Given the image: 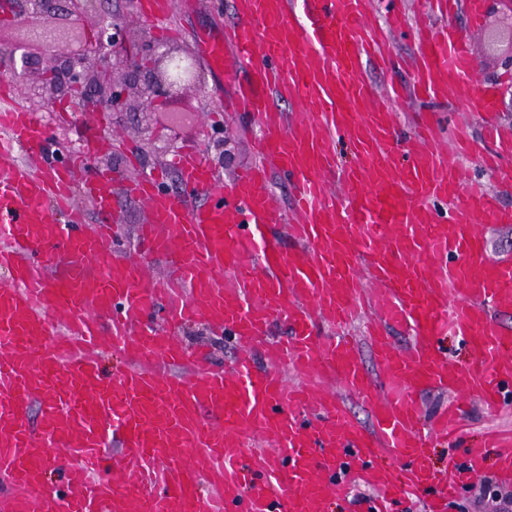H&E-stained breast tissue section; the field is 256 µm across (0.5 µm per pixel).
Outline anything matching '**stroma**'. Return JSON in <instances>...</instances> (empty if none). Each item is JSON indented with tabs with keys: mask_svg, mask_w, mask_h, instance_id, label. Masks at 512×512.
<instances>
[{
	"mask_svg": "<svg viewBox=\"0 0 512 512\" xmlns=\"http://www.w3.org/2000/svg\"><path fill=\"white\" fill-rule=\"evenodd\" d=\"M234 20L232 0H203L200 9L180 16L184 28L178 36L155 35V42L171 49L195 48V33L204 28L228 25ZM458 28L466 31L471 49L479 64L478 78L487 85L498 88L496 120L503 131L512 133V93L501 90L505 74H512V45L501 42L497 50H490L488 39L496 32L506 30L512 24V9L505 0H487L485 12L478 25H470L466 11H459L455 18ZM415 50L410 34L393 35L391 52L395 68L385 75L375 67H366L364 76L377 87H384L387 80L403 85L412 81V57ZM200 85L183 90L174 101H160L159 111H141L137 101H130L126 110L109 112L98 116L76 112L71 123L60 124L55 120L52 101L41 99L43 77L39 74L27 76L19 87L21 100L28 112L36 115L49 129L53 142L67 151H80L91 134L99 126L123 139L134 153L141 155L142 165L136 175L153 173L168 165L175 156L169 148V140L183 144L193 142L201 145L207 161L217 170L223 180H231L239 168L251 159V142L255 131L249 118L232 116L225 112L223 100L217 91L218 80L210 72H202ZM464 94L463 89L449 91L447 97L423 103L407 97L394 106L400 125L434 113L441 123H448ZM112 194L117 197L121 212L114 225L115 240L122 248L135 250L137 227L148 220V210L139 200L124 196L120 184H113ZM180 342L192 349H202L221 366L230 363L233 349L223 336L203 324L184 327L178 333ZM490 428L512 429V405L495 415L486 413L479 405H471L467 434L464 438L444 444L433 442L430 461L435 468H445L448 462L463 464L469 450L479 444L484 431Z\"/></svg>",
	"mask_w": 512,
	"mask_h": 512,
	"instance_id": "1",
	"label": "stroma"
}]
</instances>
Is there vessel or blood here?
Returning a JSON list of instances; mask_svg holds the SVG:
<instances>
[{
	"label": "vessel or blood",
	"mask_w": 512,
	"mask_h": 512,
	"mask_svg": "<svg viewBox=\"0 0 512 512\" xmlns=\"http://www.w3.org/2000/svg\"><path fill=\"white\" fill-rule=\"evenodd\" d=\"M463 1L479 22L484 0H425V9L451 15ZM374 5L233 0L235 23L201 39L209 70L232 75L226 111L260 130L227 186L196 145L173 159L175 188L161 173L94 170L79 181L70 154L19 161L44 152L49 133L15 83L0 80V512H333L356 483L381 504L429 490L430 512H444L481 472L486 447L441 474L428 439L460 435L471 401L490 412L512 403V328L490 316L512 312V258H489L480 229L512 224V209L469 180L468 125L444 134L429 116L405 133L393 106L466 84L461 111L488 116L483 166L511 178L512 139L490 118L494 90L472 83L466 34L409 28L402 0H386L382 31L367 22ZM140 12L163 22L172 0H140ZM407 28L413 86L377 88L362 63L388 70L389 35ZM277 99L297 113L276 111ZM275 175L289 211L274 200ZM113 182L148 208L142 257L112 245ZM80 195L103 223L86 226ZM277 224L289 248L269 234ZM148 257L168 274L151 277ZM366 310L373 376L348 335ZM279 322L288 334L271 338ZM187 323L230 336L231 364L179 345ZM448 334L469 347L466 367L449 360ZM106 342L127 360L110 377L100 369ZM427 390L450 399L425 435ZM110 438L122 453H103ZM489 446L512 477V435L491 434ZM51 470L61 485H46Z\"/></svg>",
	"instance_id": "obj_1"
}]
</instances>
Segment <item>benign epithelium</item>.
<instances>
[{"label":"benign epithelium","instance_id":"1","mask_svg":"<svg viewBox=\"0 0 512 512\" xmlns=\"http://www.w3.org/2000/svg\"><path fill=\"white\" fill-rule=\"evenodd\" d=\"M61 10L69 17L79 18L94 11V6L91 0H64ZM51 11L49 0H17L15 15L20 24L40 29L51 24L56 36L39 52L30 49V39H17L15 51L19 55L12 58V72L19 76L32 70L59 73L61 82L42 87L53 101L66 100V86L79 85L90 92L82 99L83 112H117L130 94L137 95L143 108L149 110L155 107L158 99L173 98L199 81L196 58L188 49L158 52L159 68L152 76L137 82L128 78L132 57L150 52L152 47L145 41L137 48L127 42L128 24L119 19L112 20L110 24L101 22L91 33L80 32L79 48H69L63 58H54L49 50L70 41L68 30L72 26L58 20L48 22ZM90 57L108 61L110 74L105 84H99L97 71L87 66Z\"/></svg>","mask_w":512,"mask_h":512}]
</instances>
